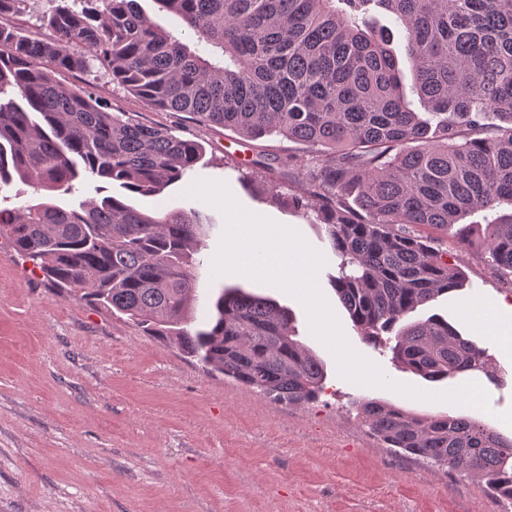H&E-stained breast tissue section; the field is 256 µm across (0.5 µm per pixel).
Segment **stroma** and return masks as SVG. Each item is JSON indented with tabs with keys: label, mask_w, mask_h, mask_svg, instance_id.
<instances>
[{
	"label": "stroma",
	"mask_w": 512,
	"mask_h": 512,
	"mask_svg": "<svg viewBox=\"0 0 512 512\" xmlns=\"http://www.w3.org/2000/svg\"><path fill=\"white\" fill-rule=\"evenodd\" d=\"M96 84L114 106L204 146L190 180L225 182L242 208L288 225L323 256L321 293L350 348L375 364L388 384L343 376L333 353L311 333L297 298L246 276H213L220 235L202 252L198 315L225 286L288 306L300 341L326 367L317 402H278L207 372L125 317L53 288L0 240V512H507L472 478L385 448L356 404L377 398L415 414L467 417L512 438V427L498 418L512 408V354L481 336L463 313L472 301L511 305L512 282L479 252L424 229L463 269L466 282L410 318L443 315L486 350L498 379L469 375L489 394L485 411L402 394L406 385L440 395L459 389L462 380L427 381L364 344L329 283L338 260L324 229L271 203L264 171L239 182V167L256 153L282 159L302 152V145L279 137L248 141L179 112L139 108L104 72Z\"/></svg>",
	"instance_id": "35a3bbf8"
}]
</instances>
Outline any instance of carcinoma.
<instances>
[{
    "instance_id": "1",
    "label": "carcinoma",
    "mask_w": 512,
    "mask_h": 512,
    "mask_svg": "<svg viewBox=\"0 0 512 512\" xmlns=\"http://www.w3.org/2000/svg\"><path fill=\"white\" fill-rule=\"evenodd\" d=\"M27 2L0 0V189L18 179L68 195L97 180L99 193L115 185L157 198L194 169L203 145L115 108L89 80L95 60L145 109L307 146L281 162L306 191L288 198L273 181L267 192L316 212L340 259L332 286L363 342L427 381L489 374L485 352L440 316L394 328L465 282L412 227L454 232L512 281V212L490 216L475 237L459 224L512 204V0H155L182 19L191 45L137 0H51L41 27L52 37L37 38L12 20ZM373 7L405 31L422 112L409 108L388 40L360 28ZM66 75L80 85L65 88ZM214 228L200 206L147 210L114 194L76 208L50 197L0 209V237L53 287L264 395L317 401L324 363L277 301L224 288L216 318L192 327L196 255ZM358 410L386 447L512 502V438L379 399Z\"/></svg>"
}]
</instances>
